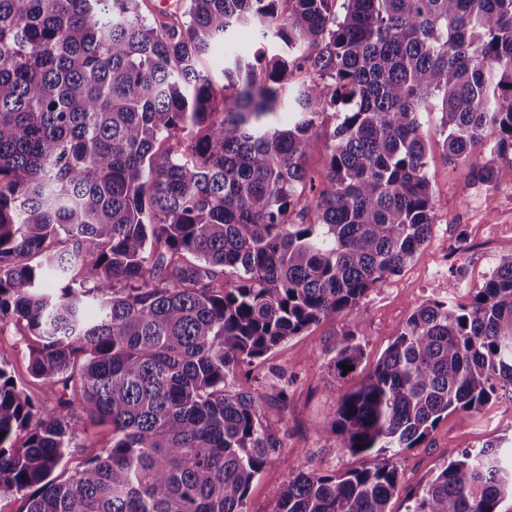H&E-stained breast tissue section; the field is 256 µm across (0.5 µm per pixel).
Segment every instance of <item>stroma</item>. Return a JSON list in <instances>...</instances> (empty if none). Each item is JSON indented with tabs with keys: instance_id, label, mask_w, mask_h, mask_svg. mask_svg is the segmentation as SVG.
<instances>
[{
	"instance_id": "obj_1",
	"label": "stroma",
	"mask_w": 512,
	"mask_h": 512,
	"mask_svg": "<svg viewBox=\"0 0 512 512\" xmlns=\"http://www.w3.org/2000/svg\"><path fill=\"white\" fill-rule=\"evenodd\" d=\"M420 122L437 200L429 241L399 275L368 294L360 313L290 338L256 360L248 380L241 383L243 390L262 398L265 423L280 443L249 491L248 512H273L291 467L340 474L367 465L366 457L339 448L334 436L323 430L341 396L364 381L414 309L434 299L469 304L468 287L482 286L497 258L512 251V163H498L495 189L473 184L471 167L450 165L443 157L438 110L422 113ZM488 194L494 198L489 206L484 203ZM453 267L465 270L467 288L457 286L449 273ZM345 330L361 344L363 358L355 373L339 380L328 373L326 364ZM0 362L19 389L45 395L44 383L30 372L29 349L18 330L0 335ZM79 425L77 446L62 462L68 470L112 444L110 426L85 417ZM489 441L512 443V392H501L497 402L481 412L449 414L419 447L395 458L400 481L391 501L393 512H404L405 497L461 450Z\"/></svg>"
}]
</instances>
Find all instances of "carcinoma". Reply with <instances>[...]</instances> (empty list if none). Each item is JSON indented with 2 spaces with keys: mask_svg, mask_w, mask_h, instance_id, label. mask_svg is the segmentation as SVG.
<instances>
[{
  "mask_svg": "<svg viewBox=\"0 0 512 512\" xmlns=\"http://www.w3.org/2000/svg\"><path fill=\"white\" fill-rule=\"evenodd\" d=\"M141 2L0 0V333L23 326L59 408L0 363V495L19 512H248L279 442L237 377L359 312L428 241L419 114L438 107L458 167L498 129L477 183L512 163V0H182L151 18ZM243 30L251 60L226 52ZM217 55L218 79L200 68ZM329 119L318 183L306 158ZM470 296L415 309L324 424L368 464L291 468L273 512H392L393 459L512 390V252ZM362 357L344 331L328 372ZM82 414L112 447L57 474ZM407 501L505 512L512 455L466 448Z\"/></svg>",
  "mask_w": 512,
  "mask_h": 512,
  "instance_id": "obj_1",
  "label": "carcinoma"
}]
</instances>
